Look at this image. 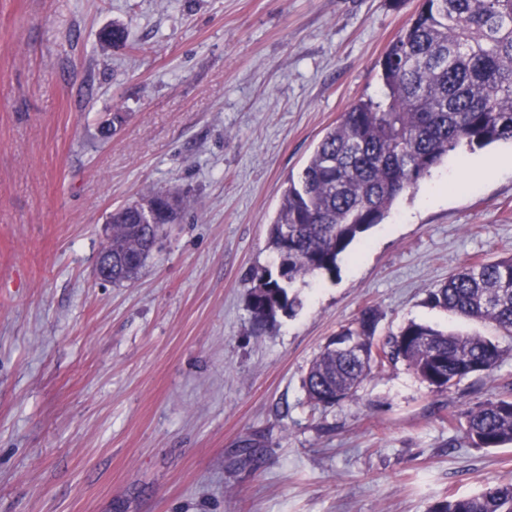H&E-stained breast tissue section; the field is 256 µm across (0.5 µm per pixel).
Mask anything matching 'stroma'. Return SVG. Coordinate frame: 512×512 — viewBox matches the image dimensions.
Listing matches in <instances>:
<instances>
[{"label": "stroma", "mask_w": 512, "mask_h": 512, "mask_svg": "<svg viewBox=\"0 0 512 512\" xmlns=\"http://www.w3.org/2000/svg\"><path fill=\"white\" fill-rule=\"evenodd\" d=\"M416 6L0 0V512H431L512 479V445L448 423L512 384V338L426 302L512 253L511 144L450 153L271 325L248 306L289 177L379 92ZM115 24L130 47L100 41ZM157 187L184 218L133 283L97 280L112 209ZM367 306L380 338L413 320L498 340L500 363L434 392L400 361L311 405L310 362Z\"/></svg>", "instance_id": "1"}]
</instances>
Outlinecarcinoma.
Masks as SVG:
<instances>
[{
	"instance_id": "cac0c4a2",
	"label": "carcinoma",
	"mask_w": 512,
	"mask_h": 512,
	"mask_svg": "<svg viewBox=\"0 0 512 512\" xmlns=\"http://www.w3.org/2000/svg\"><path fill=\"white\" fill-rule=\"evenodd\" d=\"M124 45V28L100 35ZM378 97L360 99L317 143L298 179L288 186L269 225L278 271L252 274L254 323L263 328L280 310L293 309L287 288L298 279L333 273L339 256L381 223L398 197L430 175L465 144L512 143V0H421L381 61ZM152 189L135 207L109 217L111 234L99 257H112V283L133 281L163 230L146 212L168 208L173 222L185 207L179 195ZM427 302L456 316L494 323L512 335V254L458 266ZM381 314L369 306L329 340L311 362L304 387L314 406L356 396L362 383L403 361L434 391H450L473 375L491 373L502 350L485 336L409 321L376 341ZM356 337L377 360L366 367L336 347ZM463 430L479 448L512 444V392L487 399L466 413ZM432 512H512V480L488 483L473 495L451 497Z\"/></svg>"
}]
</instances>
